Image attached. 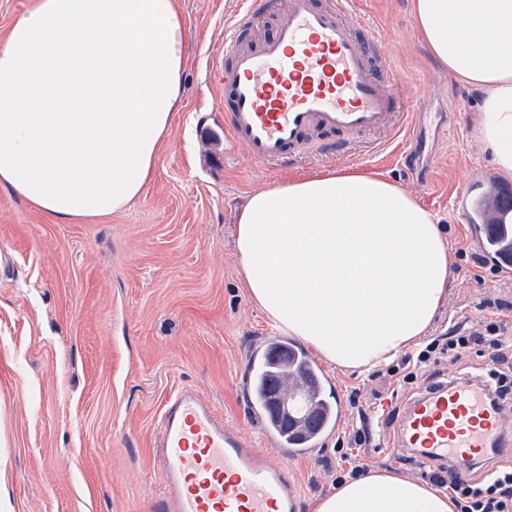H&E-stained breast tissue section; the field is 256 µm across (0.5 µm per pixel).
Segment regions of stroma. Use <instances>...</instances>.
Listing matches in <instances>:
<instances>
[{
	"label": "stroma",
	"mask_w": 512,
	"mask_h": 512,
	"mask_svg": "<svg viewBox=\"0 0 512 512\" xmlns=\"http://www.w3.org/2000/svg\"><path fill=\"white\" fill-rule=\"evenodd\" d=\"M241 0H175L187 62L178 116L147 191L125 210L56 223L0 186V498L12 512H157L160 484L150 448L158 415L178 387L197 389L264 459L266 444L238 382L277 330L249 300L234 250L236 213L254 190L332 169L383 173L436 218L448 246V296L429 329L512 326V278L473 262L455 195L504 177L474 136L483 92L441 69L420 41L410 0H353L396 61L394 91L422 113V146L383 131L355 138L341 156L311 151L258 164L224 142V22ZM315 364L329 399L346 413L310 456L292 461L300 512L336 487L355 463L420 482L425 472L393 448L392 422L369 418L368 444L337 448L369 412L402 406L415 387L390 394L368 373Z\"/></svg>",
	"instance_id": "stroma-1"
}]
</instances>
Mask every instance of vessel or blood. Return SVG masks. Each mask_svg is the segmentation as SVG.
<instances>
[{
  "label": "vessel or blood",
  "mask_w": 512,
  "mask_h": 512,
  "mask_svg": "<svg viewBox=\"0 0 512 512\" xmlns=\"http://www.w3.org/2000/svg\"><path fill=\"white\" fill-rule=\"evenodd\" d=\"M245 2L224 31V134L233 148L264 164L312 148L338 155L349 138L398 128L405 107L390 87L394 60L350 0ZM260 15L275 17L271 33L255 35ZM460 202L477 247L512 241V187L493 193L500 224L482 223L483 203ZM486 394L482 379L469 376L422 390L403 409L396 446L422 466L448 464L462 481L479 461L490 472L512 467L503 409ZM252 413L281 463L263 461L196 389L173 393L152 442L163 512H299L286 462L318 446L325 426L283 429L269 403Z\"/></svg>",
  "instance_id": "vessel-or-blood-1"
}]
</instances>
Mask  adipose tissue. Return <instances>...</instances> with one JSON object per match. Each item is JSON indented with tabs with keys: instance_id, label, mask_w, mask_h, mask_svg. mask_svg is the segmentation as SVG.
I'll use <instances>...</instances> for the list:
<instances>
[{
	"instance_id": "ef3b65f1",
	"label": "adipose tissue",
	"mask_w": 512,
	"mask_h": 512,
	"mask_svg": "<svg viewBox=\"0 0 512 512\" xmlns=\"http://www.w3.org/2000/svg\"><path fill=\"white\" fill-rule=\"evenodd\" d=\"M431 56L485 96L474 134L512 177V0H410ZM173 0H34L0 42V186L63 223L144 193L180 99ZM247 295L328 363L369 370L425 336L447 293L433 215L382 173L343 169L252 192L236 216ZM315 512H456L375 468Z\"/></svg>"
}]
</instances>
